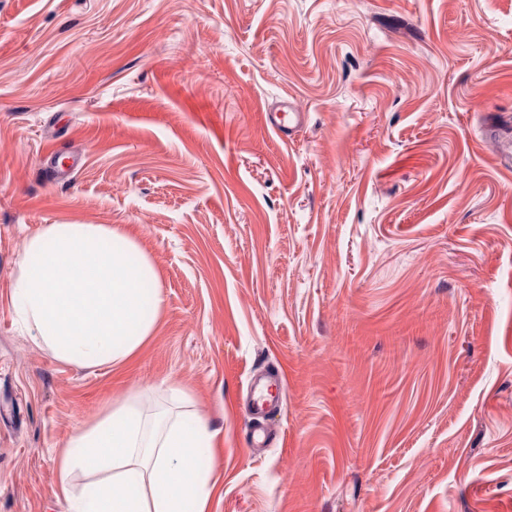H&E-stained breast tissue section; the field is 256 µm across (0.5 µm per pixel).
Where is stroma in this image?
Listing matches in <instances>:
<instances>
[{"label": "stroma", "instance_id": "35a3bbf8", "mask_svg": "<svg viewBox=\"0 0 512 512\" xmlns=\"http://www.w3.org/2000/svg\"><path fill=\"white\" fill-rule=\"evenodd\" d=\"M492 125L512 132V0H0V512H64L69 436L165 382L215 433L210 512H512ZM48 224L149 257L163 307L128 363L23 330L13 273ZM274 365L285 443L252 448L248 380ZM303 119L304 113L296 110L288 100H283L279 106L265 113L266 126L282 140L291 138Z\"/></svg>", "mask_w": 512, "mask_h": 512}]
</instances>
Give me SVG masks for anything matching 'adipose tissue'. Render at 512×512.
Wrapping results in <instances>:
<instances>
[{"label":"adipose tissue","instance_id":"adipose-tissue-1","mask_svg":"<svg viewBox=\"0 0 512 512\" xmlns=\"http://www.w3.org/2000/svg\"><path fill=\"white\" fill-rule=\"evenodd\" d=\"M12 301L34 342L64 364L120 366L154 334L163 295L149 258L109 224H49L28 237ZM142 391L107 405L58 462L65 512H208L214 438L199 414L148 413ZM90 479L73 484L75 473Z\"/></svg>","mask_w":512,"mask_h":512}]
</instances>
